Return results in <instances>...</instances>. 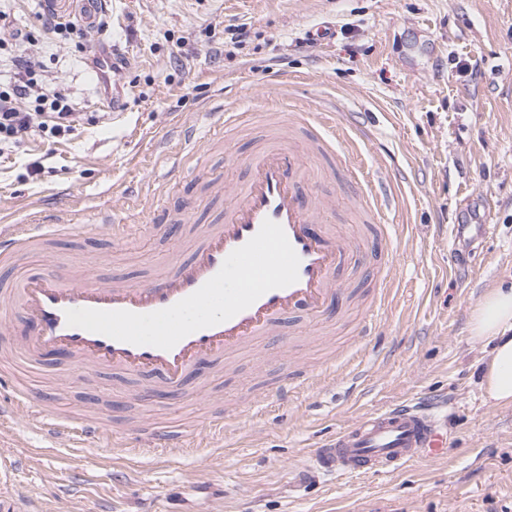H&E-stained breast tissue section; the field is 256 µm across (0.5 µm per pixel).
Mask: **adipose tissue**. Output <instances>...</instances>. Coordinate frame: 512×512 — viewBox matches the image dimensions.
<instances>
[{
	"instance_id": "adipose-tissue-1",
	"label": "adipose tissue",
	"mask_w": 512,
	"mask_h": 512,
	"mask_svg": "<svg viewBox=\"0 0 512 512\" xmlns=\"http://www.w3.org/2000/svg\"><path fill=\"white\" fill-rule=\"evenodd\" d=\"M469 333L491 346L483 371L487 399L499 406L512 405V285L484 294L470 312Z\"/></svg>"
}]
</instances>
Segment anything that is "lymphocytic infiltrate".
Wrapping results in <instances>:
<instances>
[{
  "instance_id": "1",
  "label": "lymphocytic infiltrate",
  "mask_w": 512,
  "mask_h": 512,
  "mask_svg": "<svg viewBox=\"0 0 512 512\" xmlns=\"http://www.w3.org/2000/svg\"><path fill=\"white\" fill-rule=\"evenodd\" d=\"M38 31L15 25L0 10V65L7 77L0 82V146L20 142L32 131L53 136L70 131L79 115L64 95L56 76L44 73L33 52L45 43L76 38L86 40L88 31L107 32L110 23L105 7H83L85 28L56 9L52 0H37Z\"/></svg>"
}]
</instances>
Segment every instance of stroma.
Returning <instances> with one entry per match:
<instances>
[{"instance_id":"1","label":"stroma","mask_w":512,"mask_h":512,"mask_svg":"<svg viewBox=\"0 0 512 512\" xmlns=\"http://www.w3.org/2000/svg\"><path fill=\"white\" fill-rule=\"evenodd\" d=\"M111 36L127 59L105 104L75 42L41 47L81 119L58 138L26 137L0 158V225L32 208L81 199L118 209L128 239L85 232L0 263V297L22 272L85 263L95 276L147 280L169 256H188L193 236L152 223L154 182L170 184L175 214L193 198L199 223L224 209L206 179L241 184V159L265 130L270 105L366 133L350 166L381 188L388 224L404 227L398 285L377 324L351 318L284 347L268 341L212 370L204 394L139 402L138 378L90 375L78 387L46 360L30 367L15 324L0 340V368L14 386L38 387L45 407L102 430L201 432L219 413L237 428L173 460L129 457L106 446L51 445L13 424L0 429V463L11 477L0 498L23 512H512V406L488 402L481 381L489 348L472 340L470 312L512 280V0H112ZM247 40L231 43L232 26ZM328 40L299 49L312 30ZM477 72H460V61ZM250 112L245 129L208 137V110ZM194 129L196 171L172 167L181 128ZM342 353L350 370L306 393L253 409L281 368L321 366ZM424 400L448 415L443 454L392 475L336 478L310 454L356 417Z\"/></svg>"}]
</instances>
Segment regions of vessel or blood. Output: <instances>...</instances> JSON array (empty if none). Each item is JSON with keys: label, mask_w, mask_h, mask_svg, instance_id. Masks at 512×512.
Segmentation results:
<instances>
[{"label": "vessel or blood", "mask_w": 512, "mask_h": 512, "mask_svg": "<svg viewBox=\"0 0 512 512\" xmlns=\"http://www.w3.org/2000/svg\"><path fill=\"white\" fill-rule=\"evenodd\" d=\"M247 171L243 187L227 192L222 223L199 225L190 256L173 258L170 270L148 281L93 283L73 267L19 276L6 300L25 324L23 350L28 363L35 366L47 358H61L77 381L99 370H112L152 381L165 393L176 395L205 367L224 364L260 341L282 335L286 319L311 323L333 311L349 285L344 274L357 257L352 239L329 226L334 200L313 191L312 170L286 139L257 149L247 161ZM267 219L283 227L300 260L299 278L291 286L266 292L230 320L198 330L169 350L121 342L67 324L65 312L75 308L145 314L170 307L213 277L225 258ZM83 222L71 204L38 210L25 224L1 225L0 262L39 251L50 238L71 233ZM373 230L380 290L367 314L371 320L385 306L401 242L397 225L377 224ZM314 377L310 370L281 376L275 383L276 393L284 398L308 389ZM32 404V389L15 390L12 407L0 411V419L12 420L18 406L25 405L31 409L28 428L64 446L91 447L102 438L108 446L132 456L175 455L198 445L193 433L181 429L144 436L124 429L103 433L94 423L36 411ZM441 422L438 411L430 406L395 404L338 430L313 450L311 459L318 469L336 476L392 474L440 452Z\"/></svg>", "instance_id": "b4317fda"}]
</instances>
